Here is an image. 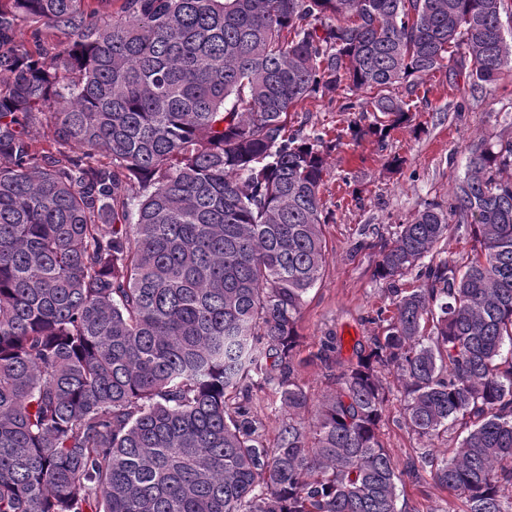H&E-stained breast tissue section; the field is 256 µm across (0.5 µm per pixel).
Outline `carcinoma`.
<instances>
[{"label":"carcinoma","instance_id":"obj_1","mask_svg":"<svg viewBox=\"0 0 512 512\" xmlns=\"http://www.w3.org/2000/svg\"><path fill=\"white\" fill-rule=\"evenodd\" d=\"M114 2L0 0V512H407L391 368L417 436L472 421L420 468L512 512V142L475 137L448 208L380 237L374 277L421 284L344 364L336 335L297 359L334 145L288 128L345 87L378 113L351 139H383L412 116L391 88L451 63L493 87L512 0ZM453 225L478 247L436 263ZM300 377L306 390L314 399L320 397L328 388L329 383L323 370L316 366L302 365L300 368ZM268 390L259 391L255 396L254 406L257 409L258 415L263 420L266 431L270 437L275 433L279 423L283 417V414L277 409L271 408L269 398L267 397Z\"/></svg>","mask_w":512,"mask_h":512}]
</instances>
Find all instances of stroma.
Listing matches in <instances>:
<instances>
[{"instance_id": "stroma-1", "label": "stroma", "mask_w": 512, "mask_h": 512, "mask_svg": "<svg viewBox=\"0 0 512 512\" xmlns=\"http://www.w3.org/2000/svg\"><path fill=\"white\" fill-rule=\"evenodd\" d=\"M428 94L412 101L410 127L392 131L385 141L368 137L352 142L348 127L358 120L338 102L307 100L291 116L293 126L318 130L339 139L331 153L322 199L334 216L323 228L329 262L322 279L309 291L299 322L300 351H317L324 336L343 338L342 359H350L356 344L382 335L378 311L387 309L388 285L373 276L378 251L360 249L362 229L390 235L408 223L425 203H447L449 178L464 174L470 134L482 131L493 143L512 141V69L505 70L496 90L473 85L467 72L440 71L428 78ZM405 160L402 169L389 165L392 157ZM388 403L380 438L399 471L422 455L447 454L457 442V428L439 438L418 437L401 416L402 392L394 371L384 373ZM403 495L411 512H462L458 496L439 487L428 471L419 479H403Z\"/></svg>"}]
</instances>
